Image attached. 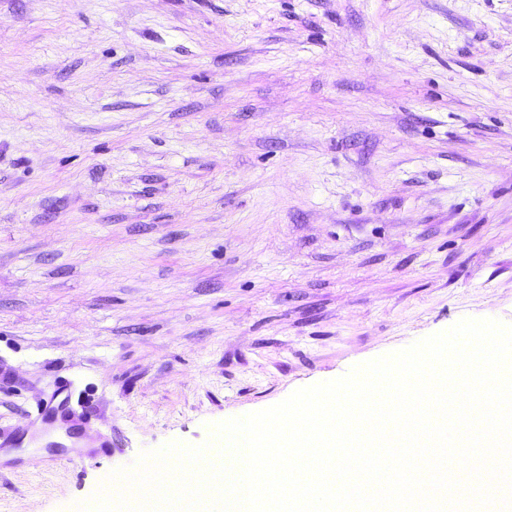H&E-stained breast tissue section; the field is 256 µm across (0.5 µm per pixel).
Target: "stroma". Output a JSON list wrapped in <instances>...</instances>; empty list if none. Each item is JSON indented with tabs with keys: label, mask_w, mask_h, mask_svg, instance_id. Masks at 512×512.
<instances>
[{
	"label": "stroma",
	"mask_w": 512,
	"mask_h": 512,
	"mask_svg": "<svg viewBox=\"0 0 512 512\" xmlns=\"http://www.w3.org/2000/svg\"><path fill=\"white\" fill-rule=\"evenodd\" d=\"M464 319L512 325V0H0V512Z\"/></svg>",
	"instance_id": "35a3bbf8"
}]
</instances>
